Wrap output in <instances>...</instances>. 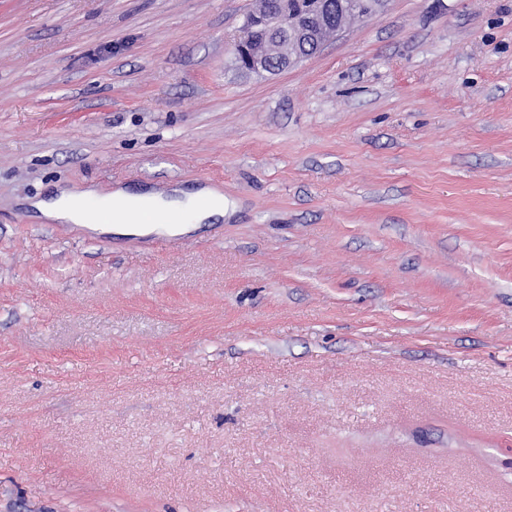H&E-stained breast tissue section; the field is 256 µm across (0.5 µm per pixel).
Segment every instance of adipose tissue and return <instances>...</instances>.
<instances>
[{
    "mask_svg": "<svg viewBox=\"0 0 512 512\" xmlns=\"http://www.w3.org/2000/svg\"><path fill=\"white\" fill-rule=\"evenodd\" d=\"M201 196L209 199V206L198 207L197 199ZM93 197L98 198L100 204H113L115 215L112 219V229L119 234L177 236L185 233L186 228L181 224H146L130 218V211L145 203L161 212H188L197 224L224 215V196L218 189L211 187L203 188L197 193L173 189L139 194L118 188L103 197L98 196L96 190L91 188L62 187L53 196L33 200L32 206L50 221L81 224L96 230L99 229L100 223L86 205L87 200Z\"/></svg>",
    "mask_w": 512,
    "mask_h": 512,
    "instance_id": "1",
    "label": "adipose tissue"
}]
</instances>
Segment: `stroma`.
<instances>
[{"label":"stroma","instance_id":"1","mask_svg":"<svg viewBox=\"0 0 512 512\" xmlns=\"http://www.w3.org/2000/svg\"><path fill=\"white\" fill-rule=\"evenodd\" d=\"M257 0H0V512H512V0L245 74ZM224 193L187 243L36 218ZM95 197L97 192L92 188L62 187L53 196L32 200L30 205L49 221L83 224L97 230L103 226L86 205L88 199Z\"/></svg>","mask_w":512,"mask_h":512}]
</instances>
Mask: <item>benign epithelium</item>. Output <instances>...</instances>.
I'll use <instances>...</instances> for the list:
<instances>
[{
	"label": "benign epithelium",
	"mask_w": 512,
	"mask_h": 512,
	"mask_svg": "<svg viewBox=\"0 0 512 512\" xmlns=\"http://www.w3.org/2000/svg\"><path fill=\"white\" fill-rule=\"evenodd\" d=\"M346 24L332 0H263L235 45V65L257 75L284 70L306 58L297 46H320Z\"/></svg>",
	"instance_id": "benign-epithelium-1"
}]
</instances>
